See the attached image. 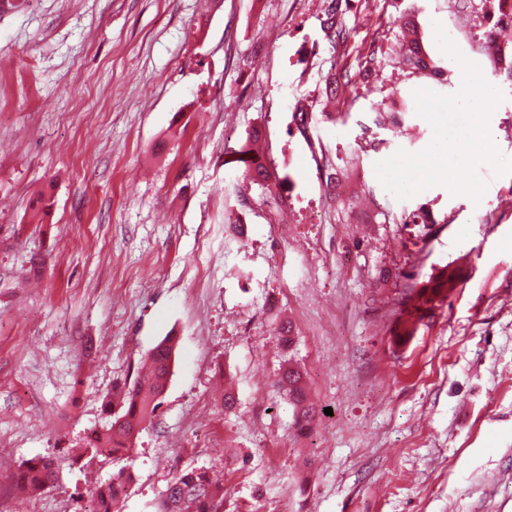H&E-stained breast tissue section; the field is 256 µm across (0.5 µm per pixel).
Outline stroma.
Wrapping results in <instances>:
<instances>
[{
    "label": "stroma",
    "instance_id": "stroma-1",
    "mask_svg": "<svg viewBox=\"0 0 512 512\" xmlns=\"http://www.w3.org/2000/svg\"><path fill=\"white\" fill-rule=\"evenodd\" d=\"M466 58L480 20L461 0H418ZM325 0H0V512H88L119 468L123 512H157L171 477L223 480L225 512H512V174L481 168L482 202L437 185L396 199L376 162L429 145L376 127L391 88L457 92L393 60L360 72L403 0H352L347 44L321 27ZM356 83L338 117L289 135L297 100L329 70ZM488 127L512 157V82ZM287 205L240 193L226 164L252 128ZM358 166L338 193L319 159ZM52 195L45 223L27 203ZM429 204L435 223L352 224ZM47 258L40 275L32 255ZM460 272L404 343L392 332L432 274ZM295 326L280 341L283 321ZM176 338L162 405L118 459L88 462L83 437L102 398ZM318 409L299 436L278 385L285 360ZM235 404L225 408L224 393ZM59 460L50 488L17 485L30 459Z\"/></svg>",
    "mask_w": 512,
    "mask_h": 512
}]
</instances>
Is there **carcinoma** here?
<instances>
[{
  "label": "carcinoma",
  "mask_w": 512,
  "mask_h": 512,
  "mask_svg": "<svg viewBox=\"0 0 512 512\" xmlns=\"http://www.w3.org/2000/svg\"><path fill=\"white\" fill-rule=\"evenodd\" d=\"M351 0H327L322 20V28L332 42H344L348 39V30L344 21L345 7ZM476 12L482 15L486 23L482 37L484 44L492 50L496 62V71L505 74L512 81V49L500 44L496 36L500 30L512 27V0H478L474 5ZM380 56L396 57L410 73L442 79L446 69L430 56L425 46V32L419 21V13L414 7L400 12L396 20L393 38L379 46ZM322 106L318 98L302 99L296 104L292 121L295 129L304 139H309L312 114ZM415 111V103L404 99L394 102L385 112L379 113L377 124L389 123L395 130L404 127L406 116ZM242 183L258 185L264 189L272 183L287 181L289 176L279 178L275 171L255 159L243 167ZM51 197L40 195L32 203V220L42 223L52 210ZM404 224H435L437 219L427 205L402 219ZM457 274L453 270H442L430 278L414 294V309L417 318L434 307V302L443 301L448 291L455 287ZM174 336L162 338L146 355L148 374L129 387L119 402L108 398L104 403V412L108 414L106 425L90 430L84 439L86 451L91 458L112 454L114 456L128 451L144 423L150 420L161 405L170 375L175 350ZM287 393L294 407V426L296 431L305 435L311 430L316 416L314 403L310 401L303 374L293 366H288L278 381ZM55 463L48 459H34L23 463L18 474V483L23 487L38 491L54 483ZM131 476L124 470L112 475V481L101 485L91 492V503L96 505L95 512H122L127 495V486ZM224 485L213 481L203 468H186L176 474L168 484L165 495L158 505V512H224Z\"/></svg>",
  "instance_id": "carcinoma-1"
}]
</instances>
